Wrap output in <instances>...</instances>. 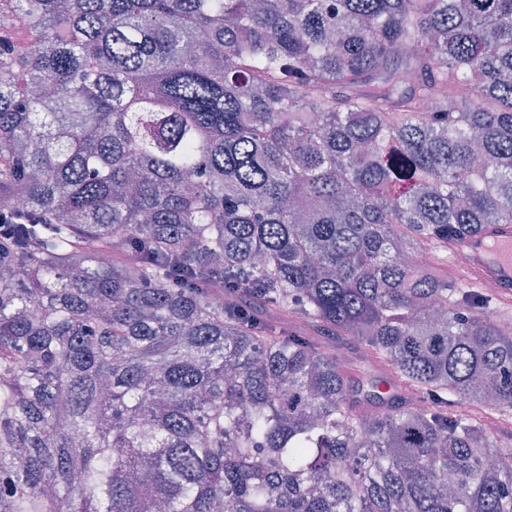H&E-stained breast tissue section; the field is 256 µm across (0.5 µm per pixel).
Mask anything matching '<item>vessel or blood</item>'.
<instances>
[{
  "label": "vessel or blood",
  "instance_id": "vessel-or-blood-1",
  "mask_svg": "<svg viewBox=\"0 0 512 512\" xmlns=\"http://www.w3.org/2000/svg\"><path fill=\"white\" fill-rule=\"evenodd\" d=\"M453 254L466 258L468 278L478 284L494 282L500 298L512 299V225L499 224L452 244Z\"/></svg>",
  "mask_w": 512,
  "mask_h": 512
}]
</instances>
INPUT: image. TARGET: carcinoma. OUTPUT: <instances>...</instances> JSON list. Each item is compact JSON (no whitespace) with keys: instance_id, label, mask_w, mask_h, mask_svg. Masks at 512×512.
<instances>
[{"instance_id":"cac0c4a2","label":"carcinoma","mask_w":512,"mask_h":512,"mask_svg":"<svg viewBox=\"0 0 512 512\" xmlns=\"http://www.w3.org/2000/svg\"><path fill=\"white\" fill-rule=\"evenodd\" d=\"M1 200L0 512H512V0H0ZM453 254L466 258L464 269L468 278L486 284L489 293L512 299V225L499 224L452 244ZM494 282V283H493Z\"/></svg>"}]
</instances>
